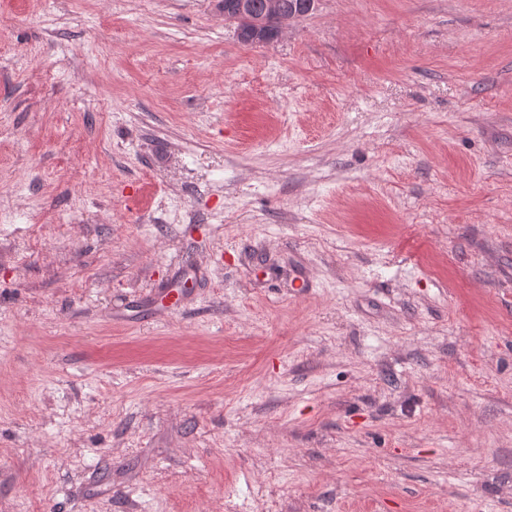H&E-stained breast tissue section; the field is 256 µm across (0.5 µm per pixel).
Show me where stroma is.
<instances>
[{"mask_svg": "<svg viewBox=\"0 0 512 512\" xmlns=\"http://www.w3.org/2000/svg\"><path fill=\"white\" fill-rule=\"evenodd\" d=\"M0 512H512V0H0ZM263 5L265 0H252ZM251 0H224V20L233 22L237 28L246 24L245 19L237 14L235 2H237V10L239 14L247 17V26L238 30V38L243 45L256 46L265 43V33L270 23L276 24L279 34L288 21L297 19L303 15H307L315 8L317 0H280L281 8L284 11L297 9V12L282 14L279 5L275 0L265 1L262 12H256Z\"/></svg>", "mask_w": 512, "mask_h": 512, "instance_id": "35a3bbf8", "label": "stroma"}]
</instances>
